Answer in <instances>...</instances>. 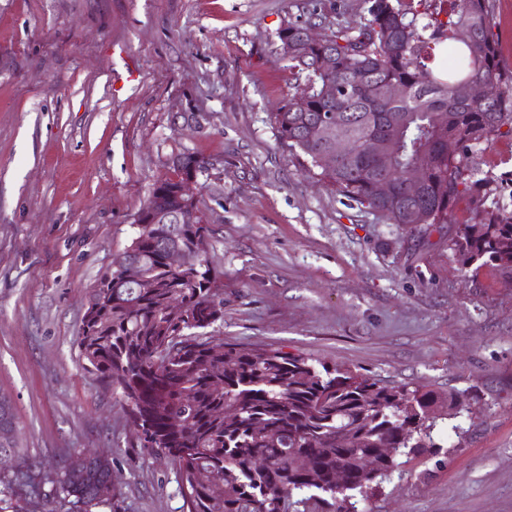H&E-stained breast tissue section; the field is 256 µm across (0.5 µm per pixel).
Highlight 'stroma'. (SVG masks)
<instances>
[{"instance_id": "stroma-1", "label": "stroma", "mask_w": 512, "mask_h": 512, "mask_svg": "<svg viewBox=\"0 0 512 512\" xmlns=\"http://www.w3.org/2000/svg\"><path fill=\"white\" fill-rule=\"evenodd\" d=\"M512 73V0H489ZM308 0H0V393L44 470L108 455L112 512H183L179 473L84 368L86 304L190 152L223 281L213 342L282 348L390 385L456 392L433 449L354 494L358 512H512V269L451 247L512 202V135L469 160L484 186L446 224H388L300 166L270 120L295 80L284 21Z\"/></svg>"}]
</instances>
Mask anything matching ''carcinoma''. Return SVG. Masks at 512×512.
<instances>
[{"label": "carcinoma", "instance_id": "obj_1", "mask_svg": "<svg viewBox=\"0 0 512 512\" xmlns=\"http://www.w3.org/2000/svg\"><path fill=\"white\" fill-rule=\"evenodd\" d=\"M427 2L361 0V12L349 20L288 21L277 32L280 45H288L286 67L296 81L295 93L271 113L279 139L337 194L388 224L448 223L473 176L470 153L490 146L505 126L512 134V73L497 59L488 0H448L444 20L428 12ZM422 15L428 17L423 25ZM317 27L320 40H309L305 31ZM467 29L470 43L458 38ZM436 47L455 58L454 67L428 65ZM471 79L496 83L497 96L455 97L454 88ZM327 84L336 86L335 97L322 95ZM391 85L403 89L402 97L382 98ZM373 138L389 145L397 186L390 198L376 195L382 171L365 153ZM338 139L348 141L351 152L327 170L320 155ZM173 159L174 175L155 183L135 219L147 221L161 194L170 223L140 227L129 279L114 268L89 299L75 339L85 369L121 396L130 416L151 419L145 447L178 468L187 512H299L298 505L313 499L330 512H351L350 492L365 493L388 477L397 456L420 453L437 421L456 416L458 397L318 367L278 348L214 346L195 335L222 315L224 301L211 288L216 271L208 227L176 199L177 162H204L185 152ZM416 160L424 167L423 190L407 198L402 190ZM452 245L463 275L484 257L512 268V211L500 205L477 211ZM172 246L197 253V262L170 268L165 258ZM137 277L154 287L110 286ZM0 455L26 462L24 472L0 471L11 500L41 499L43 512L112 507L97 494L112 476V459L75 449L53 474H42L27 462L13 403L5 401ZM308 491L312 495L297 498Z\"/></svg>", "mask_w": 512, "mask_h": 512}]
</instances>
